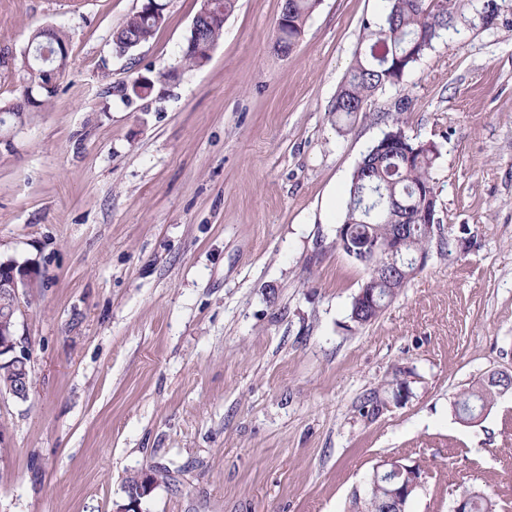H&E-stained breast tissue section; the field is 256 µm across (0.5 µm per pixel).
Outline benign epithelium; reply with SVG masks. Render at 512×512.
Here are the masks:
<instances>
[{
    "mask_svg": "<svg viewBox=\"0 0 512 512\" xmlns=\"http://www.w3.org/2000/svg\"><path fill=\"white\" fill-rule=\"evenodd\" d=\"M202 7L192 20L190 27L191 35L186 38L188 50L208 61L211 58L214 46L204 42L195 36L197 30L203 24L213 28L224 26L226 17L224 11L214 6V0H201ZM167 4L163 0H143L141 11L153 16L158 23H163ZM52 49L49 59L51 65L42 64L34 69L28 61L29 52L23 54V71L27 75L29 91L53 90L59 77L60 69L55 61L68 57L67 45L56 46L46 42L44 49ZM393 246L389 249V261L393 268L399 269L407 264L420 269L426 266L429 255L419 252L410 256L406 252V240L403 234L398 233L392 240ZM40 271L38 267L28 261L20 262L14 258L0 259V293L11 297L14 306L0 318V366L10 367L15 374V382L6 390L0 392L9 395L17 400L24 401L28 398L30 380L31 354L27 338L19 332L20 316L22 310V298L27 296L30 288L38 280ZM383 472L388 476L401 480V487L398 489L399 496L410 492L414 488H420L425 484V474L417 464H405L398 460L388 459L379 463ZM156 488L153 475L150 469L145 468L137 475V487L132 497L121 502L115 501L112 505V512H143L142 500L151 497Z\"/></svg>",
    "mask_w": 512,
    "mask_h": 512,
    "instance_id": "benign-epithelium-1",
    "label": "benign epithelium"
}]
</instances>
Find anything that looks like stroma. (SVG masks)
<instances>
[{
  "label": "stroma",
  "mask_w": 512,
  "mask_h": 512,
  "mask_svg": "<svg viewBox=\"0 0 512 512\" xmlns=\"http://www.w3.org/2000/svg\"><path fill=\"white\" fill-rule=\"evenodd\" d=\"M168 3L119 57L112 33L141 0H0V105L33 33L68 36L57 93L0 127V256L40 270L20 318L33 388L0 396V512H112L144 468L162 473L146 512H355L390 458L431 475L408 512H450L466 488L512 512V392L474 424L452 410L512 372V0L489 21L457 0L454 30L341 122L334 98L385 0H319L287 55L282 0H239L194 69L178 59L200 0ZM139 75L152 91L127 98ZM401 97L406 135L441 149V231L350 330L368 272L335 229ZM398 367L410 400L361 417L359 395ZM392 275V273H389ZM388 276H380L378 282L373 286L376 288V300L372 304H364L362 306L356 305V296L353 297L351 302L348 320L352 324L349 328L363 327L376 321L384 310L390 305L401 293L403 288H406L410 281V277L403 280L402 277L398 279H390Z\"/></svg>",
  "instance_id": "1"
}]
</instances>
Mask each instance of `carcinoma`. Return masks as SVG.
<instances>
[{
  "label": "carcinoma",
  "mask_w": 512,
  "mask_h": 512,
  "mask_svg": "<svg viewBox=\"0 0 512 512\" xmlns=\"http://www.w3.org/2000/svg\"><path fill=\"white\" fill-rule=\"evenodd\" d=\"M291 3L289 22L277 28L278 50L289 54L300 39L305 22L314 10L317 0H288ZM388 7L379 22H366L365 35L354 53V64L348 79L336 95L332 111L336 118L349 119L363 111L369 97L388 87L398 85L405 74L412 71L434 44L441 40L454 21V0H387ZM160 28L156 20L140 11L133 13L112 34L113 44L124 49L132 40L147 42ZM28 87L21 86L16 102L0 106V113L22 125L29 113L38 111L55 92L43 94L40 103L30 107L25 102ZM404 150L410 155L382 154L374 144L356 166L349 185V200L342 222L336 230V249L353 262L368 270L366 282L373 281L378 267L385 264L384 248L394 227L385 223L380 207L395 199L399 207L407 252L411 255L431 250L434 236L427 233L423 224L430 209L437 204L426 203L427 194L439 196V187L433 171L441 157L435 142L406 137ZM410 278L391 279L379 277L375 283L376 300L363 306L351 302L348 320L353 327H363L376 321L407 286ZM500 386L490 380L460 392L453 402L455 417L460 421L474 420L482 411L494 404ZM401 390L393 378L383 385V390L370 389L359 396L358 412L366 418H376L383 413L384 400ZM398 484L382 476L369 481L365 506L370 512H386L391 493ZM498 503L491 497L480 495L471 499L469 512H497Z\"/></svg>",
  "instance_id": "carcinoma-1"
}]
</instances>
